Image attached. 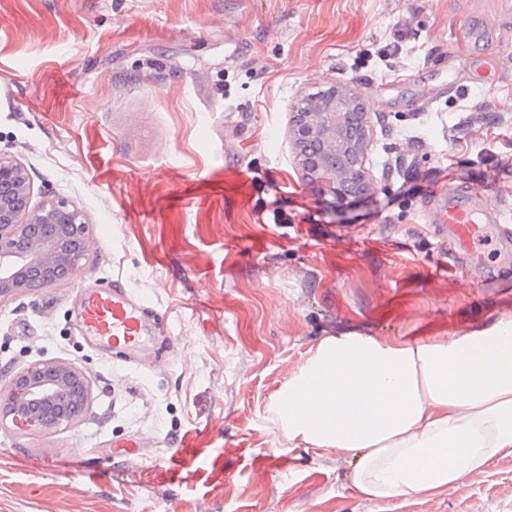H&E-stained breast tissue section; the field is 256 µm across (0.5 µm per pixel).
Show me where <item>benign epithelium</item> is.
I'll use <instances>...</instances> for the list:
<instances>
[{
  "mask_svg": "<svg viewBox=\"0 0 512 512\" xmlns=\"http://www.w3.org/2000/svg\"><path fill=\"white\" fill-rule=\"evenodd\" d=\"M347 84L300 99L289 137L294 160L320 204L340 209L373 194L365 168L368 111ZM26 165L0 153V304L67 282L89 257V224L80 208L44 195L34 204ZM92 384L72 363L38 362L0 382V429L34 434L72 425L88 411Z\"/></svg>",
  "mask_w": 512,
  "mask_h": 512,
  "instance_id": "benign-epithelium-1",
  "label": "benign epithelium"
}]
</instances>
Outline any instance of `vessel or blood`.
<instances>
[{"label":"vessel or blood","mask_w":512,"mask_h":512,"mask_svg":"<svg viewBox=\"0 0 512 512\" xmlns=\"http://www.w3.org/2000/svg\"><path fill=\"white\" fill-rule=\"evenodd\" d=\"M512 17V0H494L492 9L478 20L467 23L468 31L489 33L499 22ZM438 202L429 209L427 220L447 226L458 251L451 254L450 265L463 270L464 257L482 258L490 245H507L505 234L493 231L502 213L487 198L477 196L469 188L448 185L437 194ZM76 325L85 340L96 347H111L125 361L145 364L154 336L160 327L141 297L114 280L110 290L85 287L81 290L76 312Z\"/></svg>","instance_id":"1"}]
</instances>
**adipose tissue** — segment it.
Segmentation results:
<instances>
[{
  "instance_id": "ef3b65f1",
  "label": "adipose tissue",
  "mask_w": 512,
  "mask_h": 512,
  "mask_svg": "<svg viewBox=\"0 0 512 512\" xmlns=\"http://www.w3.org/2000/svg\"><path fill=\"white\" fill-rule=\"evenodd\" d=\"M272 410L288 442L353 453L368 500L446 490L512 454V320L449 341L323 339Z\"/></svg>"
}]
</instances>
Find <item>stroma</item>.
Returning <instances> with one entry per match:
<instances>
[{
	"label": "stroma",
	"mask_w": 512,
	"mask_h": 512,
	"mask_svg": "<svg viewBox=\"0 0 512 512\" xmlns=\"http://www.w3.org/2000/svg\"><path fill=\"white\" fill-rule=\"evenodd\" d=\"M490 3L0 0V152L92 239L80 279L0 304V376L63 359L93 387L76 424L0 431V512H512L511 454L446 493L375 502L352 455L288 443L271 410L325 337L512 318V260L469 283L422 217L432 187L470 183L512 229V166L488 159L512 155V19L502 48L461 36ZM333 83L364 95L376 181L336 213L288 142L292 104ZM116 279L161 322L153 366L75 329L81 283ZM181 446L192 465L173 464Z\"/></svg>",
	"instance_id": "1"
}]
</instances>
